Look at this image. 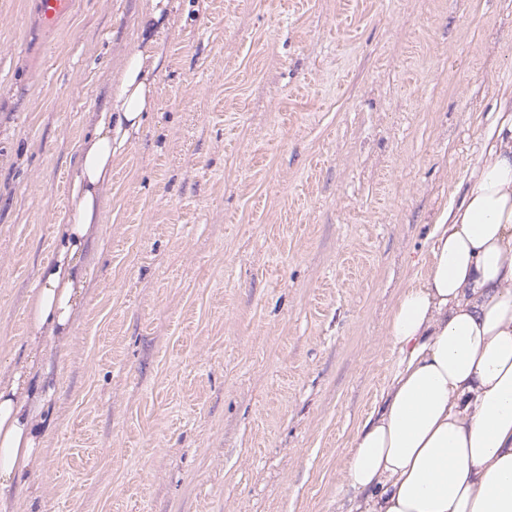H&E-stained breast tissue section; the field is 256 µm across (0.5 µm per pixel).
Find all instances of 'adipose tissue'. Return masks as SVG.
I'll list each match as a JSON object with an SVG mask.
<instances>
[{
	"label": "adipose tissue",
	"mask_w": 512,
	"mask_h": 512,
	"mask_svg": "<svg viewBox=\"0 0 512 512\" xmlns=\"http://www.w3.org/2000/svg\"><path fill=\"white\" fill-rule=\"evenodd\" d=\"M158 49L132 53L82 143L65 223L41 264L28 355L0 377V512L52 429L49 345L65 342L90 270L112 166L156 106ZM470 185L434 224L422 274L387 324L395 355L357 425L341 512H512V87L500 91Z\"/></svg>",
	"instance_id": "adipose-tissue-1"
}]
</instances>
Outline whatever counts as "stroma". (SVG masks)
I'll return each mask as SVG.
<instances>
[{
  "instance_id": "obj_1",
  "label": "stroma",
  "mask_w": 512,
  "mask_h": 512,
  "mask_svg": "<svg viewBox=\"0 0 512 512\" xmlns=\"http://www.w3.org/2000/svg\"><path fill=\"white\" fill-rule=\"evenodd\" d=\"M150 0H0V374ZM16 512H336L386 325L512 85V0H178ZM36 2V18L41 28L54 30L59 22L75 12L79 0H33Z\"/></svg>"
}]
</instances>
